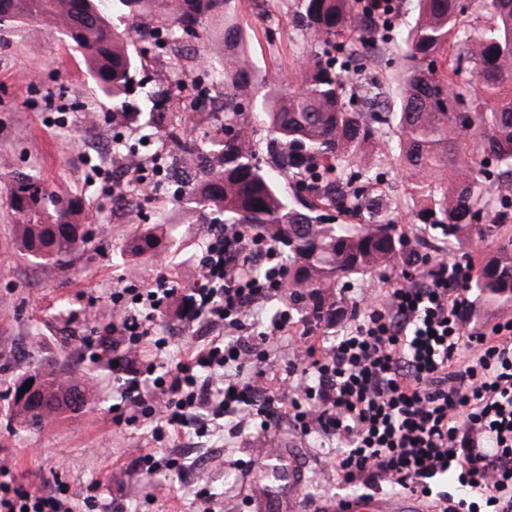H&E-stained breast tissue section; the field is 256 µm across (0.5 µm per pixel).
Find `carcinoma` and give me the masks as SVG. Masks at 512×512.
I'll return each mask as SVG.
<instances>
[{
	"instance_id": "carcinoma-1",
	"label": "carcinoma",
	"mask_w": 512,
	"mask_h": 512,
	"mask_svg": "<svg viewBox=\"0 0 512 512\" xmlns=\"http://www.w3.org/2000/svg\"><path fill=\"white\" fill-rule=\"evenodd\" d=\"M232 0H0V31L30 21L57 27L80 54L103 93L125 103L137 65L132 35L146 39L158 27L173 39L197 37L216 17L224 18V65L201 73L205 89L224 82L235 89L224 101V125L202 138L173 127L171 138L199 158L201 176L187 193L190 205L213 224L257 228L283 247L288 300L301 321L325 330L336 324L339 289L375 273L404 252L394 208L385 203L383 181L363 164L374 149L386 153L380 123L395 120L396 161L409 174L414 213L423 230H438L463 243L475 223L486 232L512 222V204L500 196L512 181V0H416L411 21L393 17L360 25L361 0H304L309 32L324 45L323 57L299 72L303 89L280 91L266 105L268 150L288 171L286 193L264 170L256 142L244 135L249 97L247 55ZM483 13L467 21L470 3ZM122 11L124 30L110 13ZM350 34L355 45L339 40ZM392 45L404 68L398 111L376 86L358 87L342 99L350 50L366 55ZM6 204L17 220L24 249L41 263L64 265L84 241L73 216L80 202L50 192L37 175L12 177ZM353 214L356 224L330 221L326 210ZM160 225L136 237L130 254H155L165 247ZM476 297L512 309V237L480 264L471 283ZM43 402L18 397L27 381L14 384L20 424L33 427L49 406L65 412L84 402L90 380L37 370Z\"/></svg>"
}]
</instances>
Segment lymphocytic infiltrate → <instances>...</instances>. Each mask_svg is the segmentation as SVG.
Segmentation results:
<instances>
[{
    "mask_svg": "<svg viewBox=\"0 0 512 512\" xmlns=\"http://www.w3.org/2000/svg\"><path fill=\"white\" fill-rule=\"evenodd\" d=\"M400 264L406 274L362 288L359 319L331 343L296 333L286 306L251 332L246 318L285 296L286 271L264 234L224 225L205 244L190 296L164 277L113 290L109 363L122 398L113 423L145 419L163 439L224 418L266 431L285 415L300 435L336 441L338 484L418 494L437 512H512V319L468 327L474 263L410 250ZM178 300L216 336L161 369L141 345ZM285 348L302 365L292 377L276 368ZM451 472L458 489L434 491ZM0 512L72 509L3 464Z\"/></svg>",
    "mask_w": 512,
    "mask_h": 512,
    "instance_id": "obj_1",
    "label": "lymphocytic infiltrate"
}]
</instances>
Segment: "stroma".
<instances>
[{
    "label": "stroma",
    "instance_id": "35a3bbf8",
    "mask_svg": "<svg viewBox=\"0 0 512 512\" xmlns=\"http://www.w3.org/2000/svg\"><path fill=\"white\" fill-rule=\"evenodd\" d=\"M303 0H238V22L248 44L249 78L255 103L245 117L258 145L268 132L258 103L275 83H287L300 61L320 56L322 45L301 27ZM401 60L392 52L361 58L350 72L353 83L379 77L388 96L398 92ZM137 88L126 106L113 107L90 76L83 58L72 53L52 26L28 23L0 34V194L19 173L40 174L55 193L77 197L85 204L79 223L89 234L62 266L36 262L23 249L16 220L0 198V463L8 464L25 487L65 489L75 512H84L83 499L97 486L108 512H203L197 493L206 490L213 512H254L250 483L270 484L267 463L252 461L256 448L277 441L283 453L298 458L305 480L299 495L302 512L335 504L353 496L337 485L327 468L334 441L298 434L288 423L260 431L245 428L234 434L230 420L211 425L205 437L181 435L164 443L151 437L146 423L115 426L112 406L120 391L105 362L84 357L87 340L101 341L112 320V290L167 277L183 290L196 278L197 260L211 226L200 210L179 207L178 191L187 189L194 174L171 177L163 173L155 190L137 192L129 206L113 196L103 180H90L81 162L93 161L123 175L127 152L112 142H135L149 114L142 108L144 91L154 93L163 112L171 111V96L190 95L191 86L171 88L168 70L154 54L138 68ZM390 205L396 206L399 227L411 245L429 254L446 251L459 261H482L495 248L492 240L464 246L449 245L440 233L413 228L414 202L405 174L392 159L375 165ZM162 224L166 248L158 256L133 257L134 236ZM155 334L168 342L164 361L179 357L198 326L188 323L178 308L160 315ZM43 368L91 378L94 394L79 408L54 417L42 427L20 425L9 394L19 377ZM184 458L182 473L160 470L135 472L134 449Z\"/></svg>",
    "mask_w": 512,
    "mask_h": 512
}]
</instances>
